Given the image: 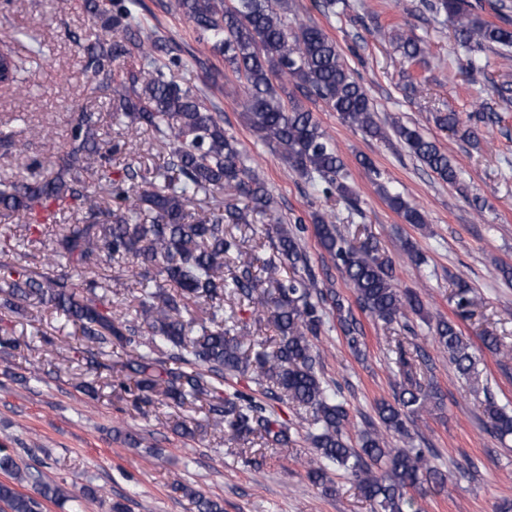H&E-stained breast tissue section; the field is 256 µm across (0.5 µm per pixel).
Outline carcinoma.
<instances>
[{
  "label": "carcinoma",
  "instance_id": "carcinoma-1",
  "mask_svg": "<svg viewBox=\"0 0 512 512\" xmlns=\"http://www.w3.org/2000/svg\"><path fill=\"white\" fill-rule=\"evenodd\" d=\"M84 0L85 10L97 21L101 35L82 46L89 79L112 96L113 116L148 128L166 143L169 153L162 169L147 178L133 167L123 177H112L111 156L117 146L101 151L98 120L89 112H76L61 157L53 142L47 145L50 171L37 179L25 175L27 165L0 179V214L23 213L30 225L57 223L61 207L83 215L82 223L68 224L55 235L47 255L49 263L65 260L78 275L100 263H117L140 278L136 317L127 319L114 303L83 295L68 275L34 274L23 266L10 269L0 287V306L12 312L35 301L51 306L81 336L83 347L76 359L89 372L107 367L100 360L106 349H122L116 386L129 391L138 406L154 404L161 394L176 407L200 406L230 440L259 439L268 446L293 442L290 427L269 406L239 390L224 389V374L253 370L267 388L277 389V399L306 410L310 415L306 439L314 448L308 478L326 494L335 492L331 472L340 471L372 503L373 512H405L424 484L441 482L443 473L431 465L422 448H389L383 434L363 432L358 447L349 443V411L337 400L338 390L320 376V355L313 340L324 324L323 302L331 301L338 326L349 348L361 351L362 330L351 307L339 292L319 288L308 258L288 225L272 224V255L264 262L266 280L241 261L224 277V258L240 253L239 241L226 232V224L251 223L272 211L273 199L265 181L245 164L241 143L225 129L196 90L167 76L164 58L168 40L157 30H147L134 11L138 0ZM284 0H174L175 11L206 36L210 49L224 56V63L245 88L241 118L258 137L277 150L288 165L302 175L327 183L326 195L356 209L358 196L347 166L313 112L302 99L321 102L363 136L387 137L376 107L347 65L336 41L317 25L292 27ZM425 7L444 15L454 28L458 44L471 51L495 45L512 47V11L509 0H496L493 10L502 23L475 14L469 0H429ZM400 52L402 63L412 67L424 59L425 48L410 30L388 36ZM12 33L0 36V55L6 61L4 84L25 88L26 75L41 60L42 51L31 46L25 56L17 53ZM135 58L140 65L119 68ZM291 83L298 94L277 93L275 82ZM394 135L414 157L440 180L455 184L456 167L438 146L414 128L391 121ZM0 143L18 161L27 158V144L13 131L0 129ZM366 175L378 180V191L406 224L425 223L423 213L403 194L379 182L380 172L367 158L359 159ZM97 175L98 187L86 183ZM222 190L242 198L244 206L219 202L195 218L190 206L197 196ZM314 233L336 260L361 310L386 325L404 323L410 316L425 318L419 297L396 288L392 261L377 243H354L322 215L314 217ZM299 274L288 282L280 272ZM230 293L266 314L279 332L275 346L262 345L253 355L243 349L244 327L224 318V294ZM457 316L466 318L479 303L464 281L454 283ZM203 309L204 317L190 314L189 303ZM436 342L448 362L464 379L476 377L477 358L472 344L456 321L440 318L433 326ZM403 381L393 401L377 405L385 431L410 437L409 423L432 403L439 391L423 383L416 365L396 346ZM485 413L492 434L512 435V414L487 398ZM0 472L10 478L0 482V502L10 512H43L44 502L73 500L63 483L46 481L4 446H0ZM30 483L34 493L17 485ZM190 497L198 512H222L217 501L194 488L176 484Z\"/></svg>",
  "mask_w": 512,
  "mask_h": 512
}]
</instances>
